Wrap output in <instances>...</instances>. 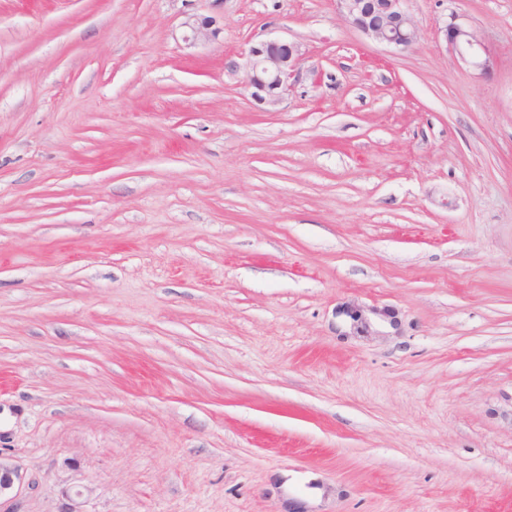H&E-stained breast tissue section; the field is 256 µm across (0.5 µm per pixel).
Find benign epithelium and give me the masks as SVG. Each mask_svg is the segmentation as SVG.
<instances>
[{
    "mask_svg": "<svg viewBox=\"0 0 512 512\" xmlns=\"http://www.w3.org/2000/svg\"><path fill=\"white\" fill-rule=\"evenodd\" d=\"M341 17L366 37L403 50L411 46L418 37V28L404 7V0H383L379 3H363L361 0H336ZM191 30L192 41L214 40L220 29L210 18H191L186 22ZM446 45L463 62L476 68L488 67L487 48L473 29L452 13L448 22L438 28ZM301 51L297 44L280 39H268L249 47L245 69L251 97L260 105L276 106L297 81ZM337 314L350 322L358 332H374L376 326L386 323L398 325L394 313L386 308L364 311L360 307L345 303ZM23 475L19 467L0 458V500H14L21 494Z\"/></svg>",
    "mask_w": 512,
    "mask_h": 512,
    "instance_id": "7a95c632",
    "label": "benign epithelium"
}]
</instances>
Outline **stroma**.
Returning a JSON list of instances; mask_svg holds the SVG:
<instances>
[{"mask_svg": "<svg viewBox=\"0 0 512 512\" xmlns=\"http://www.w3.org/2000/svg\"><path fill=\"white\" fill-rule=\"evenodd\" d=\"M406 7L395 50L336 0H0L17 512H512V0ZM438 32L442 35L447 48L449 46L463 62L476 68L488 67L489 58L484 42L469 25L461 21L459 15L451 13L448 22L439 27ZM215 21L208 18H190L185 22L186 26L191 30L193 42L197 40H215L220 33V29L215 26ZM301 56L297 44L280 39L250 46L244 66L254 101L275 107L297 81ZM368 312L369 313H366L363 309L354 304L345 303L338 309L337 314L348 319L350 327L362 333H379L380 331H378L375 326L381 325V323H387L392 328L398 325L396 316L389 309L371 308Z\"/></svg>", "mask_w": 512, "mask_h": 512, "instance_id": "35a3bbf8", "label": "stroma"}]
</instances>
